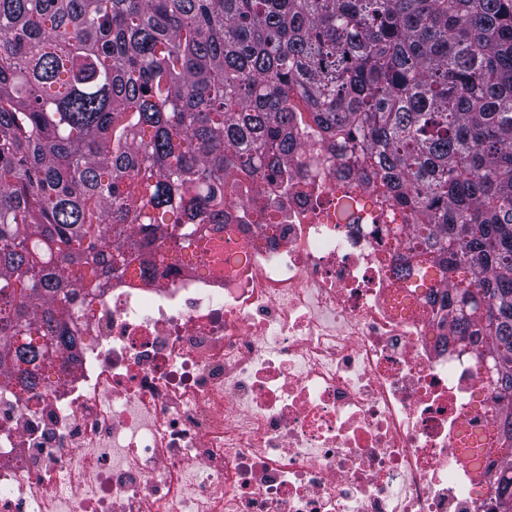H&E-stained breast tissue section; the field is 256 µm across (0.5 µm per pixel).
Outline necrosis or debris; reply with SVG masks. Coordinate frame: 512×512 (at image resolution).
<instances>
[{"label":"necrosis or debris","instance_id":"4bbe7bcc","mask_svg":"<svg viewBox=\"0 0 512 512\" xmlns=\"http://www.w3.org/2000/svg\"><path fill=\"white\" fill-rule=\"evenodd\" d=\"M335 197L248 207L193 263L77 303L49 386L0 387V512H487L504 406L394 240L315 209Z\"/></svg>","mask_w":512,"mask_h":512}]
</instances>
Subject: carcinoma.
Wrapping results in <instances>:
<instances>
[{
	"label": "carcinoma",
	"mask_w": 512,
	"mask_h": 512,
	"mask_svg": "<svg viewBox=\"0 0 512 512\" xmlns=\"http://www.w3.org/2000/svg\"><path fill=\"white\" fill-rule=\"evenodd\" d=\"M321 173L497 366L512 512V0H0V367L37 389L78 299Z\"/></svg>",
	"instance_id": "cac0c4a2"
}]
</instances>
